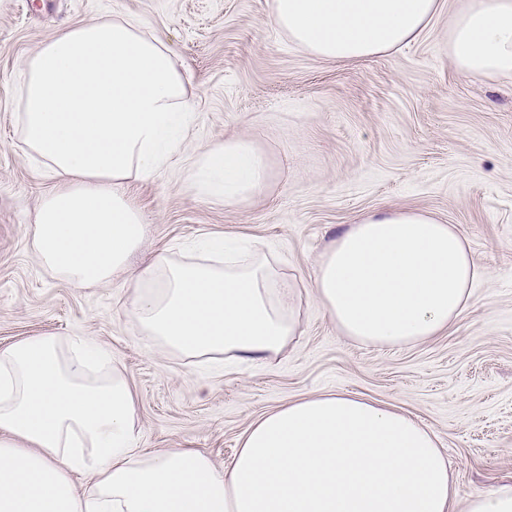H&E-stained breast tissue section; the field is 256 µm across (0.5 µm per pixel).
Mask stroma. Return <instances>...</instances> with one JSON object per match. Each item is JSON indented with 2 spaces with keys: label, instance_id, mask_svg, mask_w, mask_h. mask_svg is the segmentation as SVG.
I'll list each match as a JSON object with an SVG mask.
<instances>
[{
  "label": "stroma",
  "instance_id": "stroma-1",
  "mask_svg": "<svg viewBox=\"0 0 512 512\" xmlns=\"http://www.w3.org/2000/svg\"><path fill=\"white\" fill-rule=\"evenodd\" d=\"M465 0H439L409 45L336 63L291 44L270 0H0V349L35 335L91 336L135 394L139 447L194 448L229 464L248 426L293 400L350 392L416 417L436 436L461 493L512 481V77L463 75L448 25ZM142 18L184 67L195 135L154 181L131 186L146 219L134 267L207 234L274 247L308 277L336 234L378 211L453 224L488 267L448 332L405 347L340 336L318 303L265 363L193 364L137 332L124 278L76 289L43 270L29 227L54 182L16 131L12 75L59 31ZM251 136L271 168L244 204L194 192L203 153Z\"/></svg>",
  "mask_w": 512,
  "mask_h": 512
}]
</instances>
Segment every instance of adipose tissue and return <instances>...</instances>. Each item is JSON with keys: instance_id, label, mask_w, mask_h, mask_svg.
<instances>
[{"instance_id": "ef3b65f1", "label": "adipose tissue", "mask_w": 512, "mask_h": 512, "mask_svg": "<svg viewBox=\"0 0 512 512\" xmlns=\"http://www.w3.org/2000/svg\"><path fill=\"white\" fill-rule=\"evenodd\" d=\"M437 6L271 0L270 22L314 57L348 62L399 50ZM448 52L467 76L512 75V0H469ZM11 85L20 140L56 182L31 226L35 257L75 288L128 274L139 333L181 357H277L307 293L351 341L422 342L448 330L486 276L459 229L418 211L363 217L302 284L281 277L275 248L242 254L220 237L202 238L197 257L163 249L131 271L146 221L126 185L158 177L194 131L177 58L145 21L115 15L46 41ZM269 177L240 136L205 152L190 186L236 205ZM140 434L127 378L88 337L0 349V512H512V484L461 495L431 430L349 392L263 414L226 467L185 448L144 451Z\"/></svg>"}]
</instances>
